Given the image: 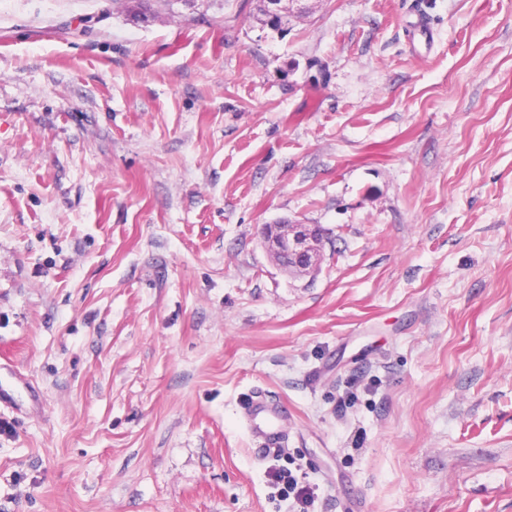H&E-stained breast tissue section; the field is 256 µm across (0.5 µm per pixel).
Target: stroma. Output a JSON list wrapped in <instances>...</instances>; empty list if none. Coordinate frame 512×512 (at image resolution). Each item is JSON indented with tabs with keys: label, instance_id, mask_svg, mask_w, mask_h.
<instances>
[{
	"label": "stroma",
	"instance_id": "35a3bbf8",
	"mask_svg": "<svg viewBox=\"0 0 512 512\" xmlns=\"http://www.w3.org/2000/svg\"><path fill=\"white\" fill-rule=\"evenodd\" d=\"M302 6L0 0V512H512V0ZM263 245L272 261L296 277L313 279L321 270L324 237L316 224H264ZM244 409L247 428L260 442L264 453L284 448L281 410L275 401L269 399L264 392L256 390L248 396ZM272 485L280 497L288 499L291 494L306 506L314 502V490L309 486H299L297 478L286 469H274L271 473Z\"/></svg>",
	"mask_w": 512,
	"mask_h": 512
}]
</instances>
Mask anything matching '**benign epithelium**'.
<instances>
[{
    "mask_svg": "<svg viewBox=\"0 0 512 512\" xmlns=\"http://www.w3.org/2000/svg\"><path fill=\"white\" fill-rule=\"evenodd\" d=\"M263 245L272 261L296 277L314 278L321 270L324 237L316 224H265Z\"/></svg>",
    "mask_w": 512,
    "mask_h": 512,
    "instance_id": "benign-epithelium-1",
    "label": "benign epithelium"
}]
</instances>
